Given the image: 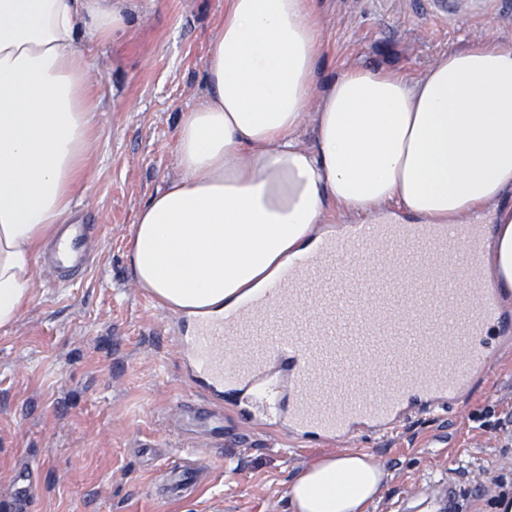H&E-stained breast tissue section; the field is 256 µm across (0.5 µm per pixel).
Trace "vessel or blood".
<instances>
[{
    "label": "vessel or blood",
    "instance_id": "1",
    "mask_svg": "<svg viewBox=\"0 0 512 512\" xmlns=\"http://www.w3.org/2000/svg\"><path fill=\"white\" fill-rule=\"evenodd\" d=\"M441 21L485 12L488 0H422ZM87 223L64 225L46 262L71 282L91 266ZM480 224L407 225L383 217L327 225L269 287L223 314L175 319L197 397L180 401L190 427L228 442L214 403L295 445L385 437L409 420L457 409L512 354V301L482 274ZM408 367L397 377L395 363ZM16 502L32 472L13 470ZM462 483L445 477L411 495L420 512H468Z\"/></svg>",
    "mask_w": 512,
    "mask_h": 512
}]
</instances>
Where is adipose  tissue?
<instances>
[{"label": "adipose tissue", "mask_w": 512, "mask_h": 512, "mask_svg": "<svg viewBox=\"0 0 512 512\" xmlns=\"http://www.w3.org/2000/svg\"><path fill=\"white\" fill-rule=\"evenodd\" d=\"M133 0H0V329L31 300L44 243L73 216L98 102L82 38L107 43ZM323 43L316 0H225L204 61L209 98L177 128L178 180L136 216L140 287L177 310L223 313L304 251L328 207L394 203L462 224L512 189V50L442 55L419 78L345 71L325 92L317 145L298 132ZM486 264L512 298V207ZM384 471L369 456L317 461L288 487L292 512H366Z\"/></svg>", "instance_id": "ef3b65f1"}]
</instances>
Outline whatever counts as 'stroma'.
Returning <instances> with one entry per match:
<instances>
[{"label": "stroma", "instance_id": "stroma-1", "mask_svg": "<svg viewBox=\"0 0 512 512\" xmlns=\"http://www.w3.org/2000/svg\"><path fill=\"white\" fill-rule=\"evenodd\" d=\"M225 0H137L124 37L90 43L101 99L89 168L74 207L94 224V262L61 285L42 268L17 322L0 329V502L15 460L37 489L28 512H290L288 485L331 448L267 436L213 448L182 430L176 403L194 398L168 327L172 310L133 278L135 217L180 177L175 138L182 113L208 97L203 64L224 22ZM323 23L319 79L299 132L316 141L328 85L353 68L423 75L443 54L491 39L512 49V21L492 12L442 25L415 0H317ZM482 419H475V412ZM512 415V358L499 361L460 412L409 421L355 453L386 463L383 497L397 501L415 478L481 469L485 484L512 483V447L497 420ZM172 465L197 470L191 499L156 492Z\"/></svg>", "mask_w": 512, "mask_h": 512}]
</instances>
